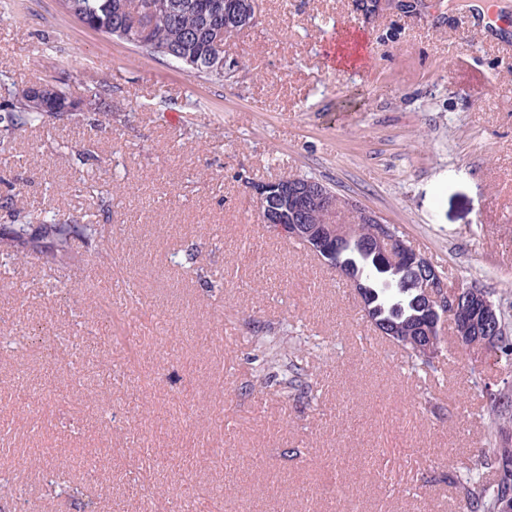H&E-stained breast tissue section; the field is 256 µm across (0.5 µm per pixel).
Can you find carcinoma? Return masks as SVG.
Returning a JSON list of instances; mask_svg holds the SVG:
<instances>
[{
    "instance_id": "1",
    "label": "carcinoma",
    "mask_w": 512,
    "mask_h": 512,
    "mask_svg": "<svg viewBox=\"0 0 512 512\" xmlns=\"http://www.w3.org/2000/svg\"><path fill=\"white\" fill-rule=\"evenodd\" d=\"M63 9L85 25L102 33L116 36L132 44L147 43L145 51L171 57L194 73L218 79L232 77L235 69L224 68L211 60L216 53L213 33L224 27V0H61ZM68 89L51 86L39 98L13 95L10 110L0 116L3 131L31 126L70 105ZM82 240L88 246H100L98 225L72 224L65 215L53 214L51 222L40 224H6L0 232V255L22 261L34 254L46 265H56L73 258V242ZM364 275L375 292L372 313L387 321L382 335L397 345L414 362L429 363L418 351L422 327L428 325L427 306L419 288L418 268L410 263H389L384 269L370 262L364 265ZM383 276L398 284L395 296L388 298L377 288ZM500 325L495 331V352L499 360L512 366V336L507 332L504 313H499ZM272 386L285 390L299 387V376L277 380L266 369L256 375L250 390L260 394ZM493 418L488 436L499 445L483 454L484 468L491 470L493 480L486 482L481 475H468L457 481L458 493L469 512H500L503 497H512V445L509 432L500 418L512 412V388L487 390Z\"/></svg>"
}]
</instances>
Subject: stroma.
<instances>
[{
	"instance_id": "stroma-1",
	"label": "stroma",
	"mask_w": 512,
	"mask_h": 512,
	"mask_svg": "<svg viewBox=\"0 0 512 512\" xmlns=\"http://www.w3.org/2000/svg\"><path fill=\"white\" fill-rule=\"evenodd\" d=\"M413 2L366 16L354 0H262L225 42L238 68L221 81L59 0L0 14L15 91L48 81L112 101L110 130L86 107L0 152L20 223L58 210L104 225L112 247L0 265V512H463L455 481L481 469L486 388L512 368L449 323L412 374L355 289L269 232L249 192L322 182L512 322V0ZM347 32L367 48L352 64L328 48ZM259 336L301 344L277 371L308 393L250 391Z\"/></svg>"
}]
</instances>
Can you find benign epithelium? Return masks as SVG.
Masks as SVG:
<instances>
[{
	"label": "benign epithelium",
	"mask_w": 512,
	"mask_h": 512,
	"mask_svg": "<svg viewBox=\"0 0 512 512\" xmlns=\"http://www.w3.org/2000/svg\"><path fill=\"white\" fill-rule=\"evenodd\" d=\"M253 6L252 0H224V28L216 30L214 36L217 47L224 48V41L238 34ZM250 189L256 200L258 218L274 231L303 241L331 269L348 279L362 299L364 312L373 311V307L366 300L370 292L360 278L353 276L359 268L358 259L367 254L378 259L397 254L411 257L424 271L421 288L431 314L430 330H436L449 319H464L456 302L461 289L448 288L428 258L408 245L375 214L346 205L357 213V223L368 225L369 233L355 255L338 261L336 251L350 239L351 225L336 220L341 203L322 184L313 180L283 179L252 183ZM318 213L323 214V220L311 223V217Z\"/></svg>",
	"instance_id": "1"
}]
</instances>
